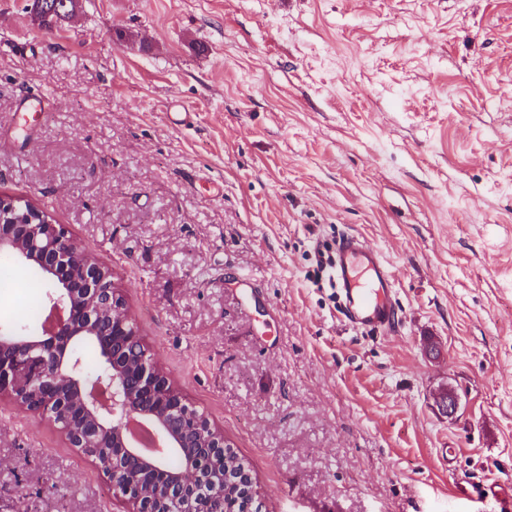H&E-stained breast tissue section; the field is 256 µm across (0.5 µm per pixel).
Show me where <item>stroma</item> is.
Wrapping results in <instances>:
<instances>
[{
    "instance_id": "obj_1",
    "label": "stroma",
    "mask_w": 512,
    "mask_h": 512,
    "mask_svg": "<svg viewBox=\"0 0 512 512\" xmlns=\"http://www.w3.org/2000/svg\"><path fill=\"white\" fill-rule=\"evenodd\" d=\"M0 194L111 267L265 512H512V0H80L52 31L0 0ZM347 235L391 329L313 280ZM13 275L16 325L47 291ZM125 510L0 400V512Z\"/></svg>"
}]
</instances>
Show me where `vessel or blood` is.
<instances>
[{
	"mask_svg": "<svg viewBox=\"0 0 512 512\" xmlns=\"http://www.w3.org/2000/svg\"><path fill=\"white\" fill-rule=\"evenodd\" d=\"M335 267L347 319L362 329L391 327L396 317L392 274L379 254L349 235L337 244Z\"/></svg>",
	"mask_w": 512,
	"mask_h": 512,
	"instance_id": "obj_1",
	"label": "vessel or blood"
}]
</instances>
